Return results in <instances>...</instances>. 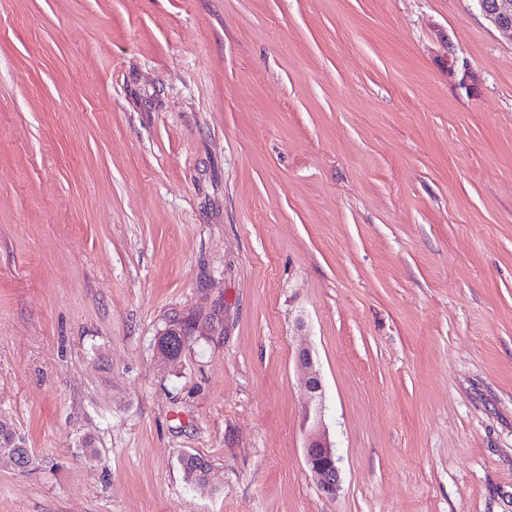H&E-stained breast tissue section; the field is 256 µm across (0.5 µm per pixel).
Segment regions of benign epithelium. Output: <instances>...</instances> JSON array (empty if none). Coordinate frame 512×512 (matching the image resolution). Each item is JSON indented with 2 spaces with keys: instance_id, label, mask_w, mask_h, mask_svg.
I'll use <instances>...</instances> for the list:
<instances>
[{
  "instance_id": "1",
  "label": "benign epithelium",
  "mask_w": 512,
  "mask_h": 512,
  "mask_svg": "<svg viewBox=\"0 0 512 512\" xmlns=\"http://www.w3.org/2000/svg\"><path fill=\"white\" fill-rule=\"evenodd\" d=\"M477 5L490 24L512 35V0H477ZM297 365L307 402L303 418L306 463L323 495L334 497L341 487V470L325 423L322 378L309 350L299 351Z\"/></svg>"
}]
</instances>
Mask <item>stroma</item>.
Listing matches in <instances>:
<instances>
[{
	"label": "stroma",
	"mask_w": 512,
	"mask_h": 512,
	"mask_svg": "<svg viewBox=\"0 0 512 512\" xmlns=\"http://www.w3.org/2000/svg\"><path fill=\"white\" fill-rule=\"evenodd\" d=\"M0 417L34 462L0 512H512V36L475 0H0ZM297 365L307 402L303 418L307 438L304 447L306 463L323 495L335 497L341 487V470L325 423L322 378L309 350L299 351ZM187 482L194 485H208L218 482V476L210 462L198 454H184L180 458Z\"/></svg>",
	"instance_id": "stroma-1"
}]
</instances>
